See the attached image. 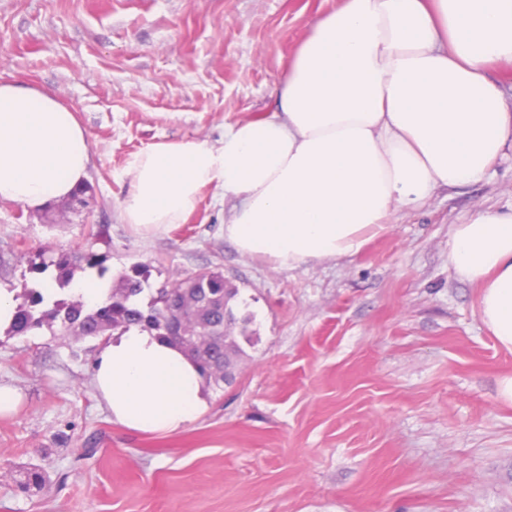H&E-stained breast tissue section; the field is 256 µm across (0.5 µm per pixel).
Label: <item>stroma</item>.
<instances>
[{
    "label": "stroma",
    "mask_w": 512,
    "mask_h": 512,
    "mask_svg": "<svg viewBox=\"0 0 512 512\" xmlns=\"http://www.w3.org/2000/svg\"><path fill=\"white\" fill-rule=\"evenodd\" d=\"M341 0H0V81L53 88L92 143L87 206L0 202V290L55 280L40 255L92 250L146 292L201 271L255 316L233 384L170 434L112 421L92 386L99 341L0 329V512H512V376L448 263L453 225L512 210V153L482 182L402 209L356 256L276 269L224 237L204 188L184 223L143 237L121 217L134 157L219 145L269 114L314 19ZM39 468L44 488L17 487Z\"/></svg>",
    "instance_id": "stroma-1"
}]
</instances>
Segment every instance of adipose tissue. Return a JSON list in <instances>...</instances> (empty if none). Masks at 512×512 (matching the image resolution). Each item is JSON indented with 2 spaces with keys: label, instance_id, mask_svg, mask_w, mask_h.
I'll use <instances>...</instances> for the list:
<instances>
[{
  "label": "adipose tissue",
  "instance_id": "adipose-tissue-1",
  "mask_svg": "<svg viewBox=\"0 0 512 512\" xmlns=\"http://www.w3.org/2000/svg\"><path fill=\"white\" fill-rule=\"evenodd\" d=\"M500 61L512 62V0H344L286 63L271 114L225 126L216 147L162 143L136 156L122 218L155 234L212 186L242 255L289 269L357 255L397 209L482 181L512 148V109L489 75ZM90 151L54 90L0 81V201L70 198ZM448 262L512 352V211L454 225ZM204 386L182 349L139 327L113 336L93 376L113 422L163 434L205 412Z\"/></svg>",
  "mask_w": 512,
  "mask_h": 512
}]
</instances>
